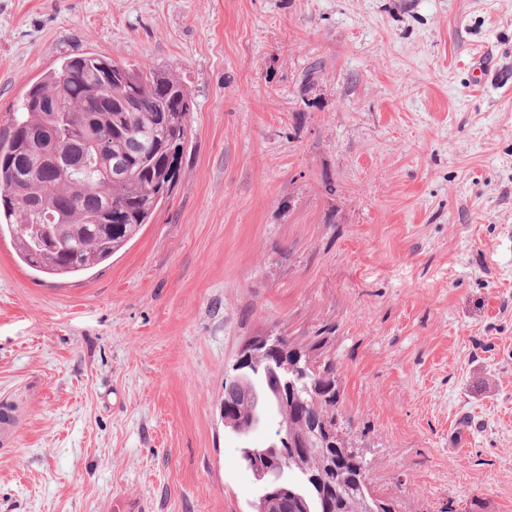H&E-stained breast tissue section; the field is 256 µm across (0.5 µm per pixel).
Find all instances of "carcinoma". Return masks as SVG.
<instances>
[{
    "mask_svg": "<svg viewBox=\"0 0 512 512\" xmlns=\"http://www.w3.org/2000/svg\"><path fill=\"white\" fill-rule=\"evenodd\" d=\"M192 105L181 79L145 72L102 55L63 60L32 84L0 123V236L9 233L18 258L52 278L81 276L112 259L149 223L179 173ZM92 121L97 153L69 138ZM69 143L72 168L58 172L47 155ZM112 181H104L106 172ZM332 326L309 335L280 337L285 353L298 350L302 380L288 404L269 392L266 376L252 375L257 407L239 406L235 433L247 436L253 414L269 406L288 435L328 426L338 429L342 394L332 354ZM279 482L301 494L309 512H398L393 499L376 494L367 460L312 438L288 455Z\"/></svg>",
    "mask_w": 512,
    "mask_h": 512,
    "instance_id": "carcinoma-1",
    "label": "carcinoma"
}]
</instances>
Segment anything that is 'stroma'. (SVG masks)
<instances>
[{
  "instance_id": "obj_1",
  "label": "stroma",
  "mask_w": 512,
  "mask_h": 512,
  "mask_svg": "<svg viewBox=\"0 0 512 512\" xmlns=\"http://www.w3.org/2000/svg\"><path fill=\"white\" fill-rule=\"evenodd\" d=\"M91 52L193 110L110 261L48 278L0 237V512H251L279 418L236 436L224 374L324 325L378 495L512 512V0H0V120ZM277 344L276 336L263 334L250 337L240 349L232 366V373L226 375L224 383L245 393L244 385L249 373L258 369L259 362L266 353L279 348Z\"/></svg>"
}]
</instances>
